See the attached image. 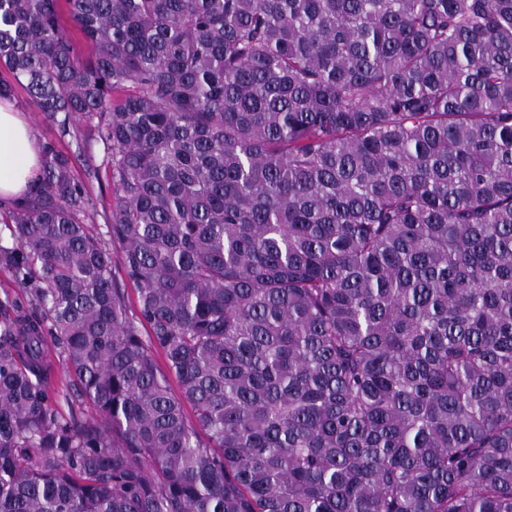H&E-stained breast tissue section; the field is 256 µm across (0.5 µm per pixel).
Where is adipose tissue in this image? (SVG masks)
I'll return each instance as SVG.
<instances>
[{
    "label": "adipose tissue",
    "mask_w": 512,
    "mask_h": 512,
    "mask_svg": "<svg viewBox=\"0 0 512 512\" xmlns=\"http://www.w3.org/2000/svg\"><path fill=\"white\" fill-rule=\"evenodd\" d=\"M43 165L27 121L9 100H0V201L23 197Z\"/></svg>",
    "instance_id": "obj_1"
}]
</instances>
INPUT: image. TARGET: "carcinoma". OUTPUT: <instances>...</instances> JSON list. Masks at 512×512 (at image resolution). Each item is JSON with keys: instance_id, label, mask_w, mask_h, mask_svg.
<instances>
[{"instance_id": "obj_1", "label": "carcinoma", "mask_w": 512, "mask_h": 512, "mask_svg": "<svg viewBox=\"0 0 512 512\" xmlns=\"http://www.w3.org/2000/svg\"><path fill=\"white\" fill-rule=\"evenodd\" d=\"M0 69L116 188L0 203V512H512V0H0ZM69 378L65 375L61 367H57L53 381V403L55 407L64 414H69L70 405L68 403V393L70 390Z\"/></svg>"}]
</instances>
